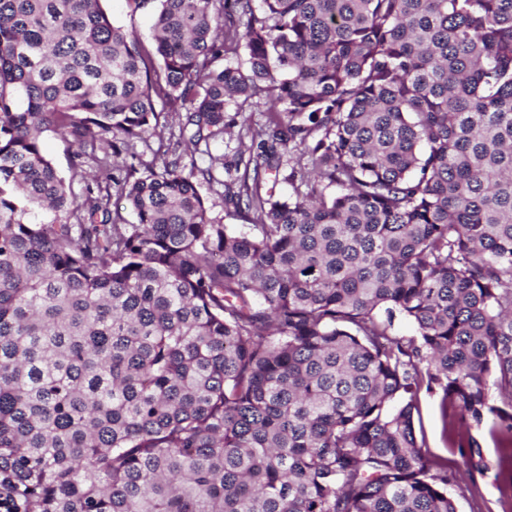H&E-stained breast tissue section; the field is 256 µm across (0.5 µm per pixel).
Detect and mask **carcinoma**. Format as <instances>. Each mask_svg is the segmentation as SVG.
<instances>
[{
    "instance_id": "1",
    "label": "carcinoma",
    "mask_w": 512,
    "mask_h": 512,
    "mask_svg": "<svg viewBox=\"0 0 512 512\" xmlns=\"http://www.w3.org/2000/svg\"><path fill=\"white\" fill-rule=\"evenodd\" d=\"M157 2L149 50L99 0H0V468L27 512H457L413 411L512 445V0ZM255 98L257 152L186 167ZM157 101L179 133L117 164ZM44 148L61 175L64 176L67 182L72 183L73 190L77 195L85 192L87 182L94 191L93 195H97L98 186L95 182L97 177L100 178V187L104 188L106 185L105 176H100L101 174L97 172L94 163L91 161L82 159V161H86L82 167L79 166L77 169L72 167L74 149L71 147L69 140L49 132L44 140ZM201 192L207 198L208 205L211 207L212 213L224 216L225 224H230L242 232L248 231V227L245 224H249V222L237 215L231 204H225L224 186L219 184H213L210 186L204 184Z\"/></svg>"
}]
</instances>
